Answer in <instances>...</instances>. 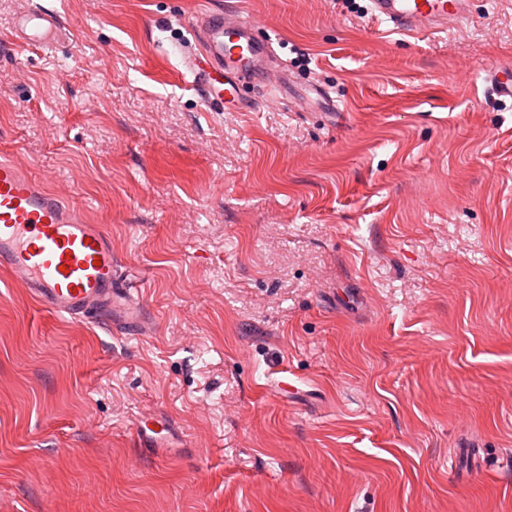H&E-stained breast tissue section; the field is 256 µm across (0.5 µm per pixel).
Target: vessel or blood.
Here are the masks:
<instances>
[{"instance_id":"1","label":"vessel or blood","mask_w":512,"mask_h":512,"mask_svg":"<svg viewBox=\"0 0 512 512\" xmlns=\"http://www.w3.org/2000/svg\"><path fill=\"white\" fill-rule=\"evenodd\" d=\"M473 0H369L371 19L416 34L441 30L449 18L467 19ZM199 50L188 65L206 97L223 99L246 82L260 81L269 41L254 33L242 12L197 11ZM56 14L27 9L15 20L19 40L32 46L57 42ZM498 96L512 100V65L490 68ZM0 269L21 279L38 302L63 318L82 317L123 333H144L141 291L120 278L112 242L100 225L68 204L21 162L0 158Z\"/></svg>"}]
</instances>
